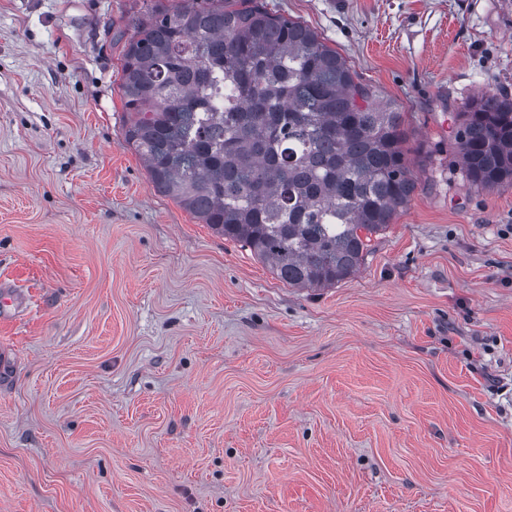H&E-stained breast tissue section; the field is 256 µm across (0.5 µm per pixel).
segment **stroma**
Wrapping results in <instances>:
<instances>
[{
    "label": "stroma",
    "mask_w": 512,
    "mask_h": 512,
    "mask_svg": "<svg viewBox=\"0 0 512 512\" xmlns=\"http://www.w3.org/2000/svg\"><path fill=\"white\" fill-rule=\"evenodd\" d=\"M408 131L359 271L292 288L124 141L147 0H0V512H512V187L455 114L512 97V0H262Z\"/></svg>",
    "instance_id": "stroma-1"
}]
</instances>
